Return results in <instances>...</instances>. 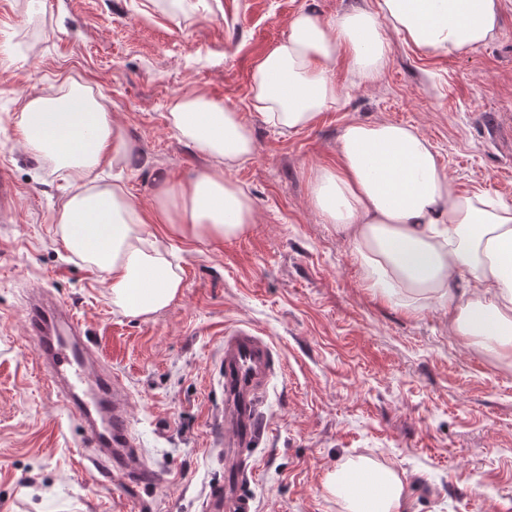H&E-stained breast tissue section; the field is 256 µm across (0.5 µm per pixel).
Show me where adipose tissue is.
Returning a JSON list of instances; mask_svg holds the SVG:
<instances>
[{"mask_svg":"<svg viewBox=\"0 0 512 512\" xmlns=\"http://www.w3.org/2000/svg\"><path fill=\"white\" fill-rule=\"evenodd\" d=\"M389 30L426 53L462 54L497 38L500 0H358L328 21L298 12L252 68L251 110L283 133L313 126L338 102L339 64L364 82L380 76ZM169 117L212 165L178 185L158 175L151 220L123 184L96 174L104 164L130 167L135 146L90 87L73 82L53 98L29 96L19 122L25 148L71 182L58 234L110 279L113 304L136 317L164 310L182 288L151 223L195 239H233L255 221L250 195L224 175L255 153L239 111L181 94ZM338 152L337 166L318 169L309 204L347 232L369 287L406 312L447 309L451 335L512 366V202L458 193L431 142L411 125L348 123ZM324 488L345 512H400L404 497L393 470L365 459L329 473Z\"/></svg>","mask_w":512,"mask_h":512,"instance_id":"adipose-tissue-1","label":"adipose tissue"}]
</instances>
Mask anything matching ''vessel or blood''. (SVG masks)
Here are the masks:
<instances>
[{
  "instance_id": "vessel-or-blood-1",
  "label": "vessel or blood",
  "mask_w": 512,
  "mask_h": 512,
  "mask_svg": "<svg viewBox=\"0 0 512 512\" xmlns=\"http://www.w3.org/2000/svg\"><path fill=\"white\" fill-rule=\"evenodd\" d=\"M27 328L40 338L39 366L51 383L62 388L86 428L93 447L89 469L101 481L116 473L127 477L128 497L141 502L153 483V474L138 451L127 412V393L120 375L101 371L96 383L88 381L91 348L81 336V323L64 302L50 305L30 300ZM273 350L267 340L248 327L224 332L220 384L224 393L221 419L229 430L224 448V481L211 487L204 512H254L247 487L256 475V455L264 442L260 408L273 371Z\"/></svg>"
}]
</instances>
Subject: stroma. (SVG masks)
<instances>
[{
    "label": "stroma",
    "mask_w": 512,
    "mask_h": 512,
    "mask_svg": "<svg viewBox=\"0 0 512 512\" xmlns=\"http://www.w3.org/2000/svg\"><path fill=\"white\" fill-rule=\"evenodd\" d=\"M492 43L458 56L422 54L390 35L374 82L335 72L339 103L313 127L279 133L249 108L255 62L292 16L321 20L350 0H0V172L14 201L0 210V512H132L119 480L80 464V418L36 367L24 302L44 293L85 323L97 368L125 379L140 450L155 470L151 512H202L224 477L218 421L225 329L248 326L273 346L262 405L268 431L250 490L256 512H344L328 473L368 459L405 485L403 512H512V368L448 332V314L411 315L363 283L344 231L308 201L313 171L335 165L345 124H413L463 194L512 201V0ZM92 87L138 146L122 174L145 213L154 177L176 183L207 167L172 130L174 96L200 91L236 108L253 157L227 175L252 197L256 219L232 240L170 235L182 290L166 309L125 315L107 281L56 233L70 195L64 171L24 150L25 96L64 81ZM499 121L497 137L487 126Z\"/></svg>",
    "instance_id": "35a3bbf8"
}]
</instances>
